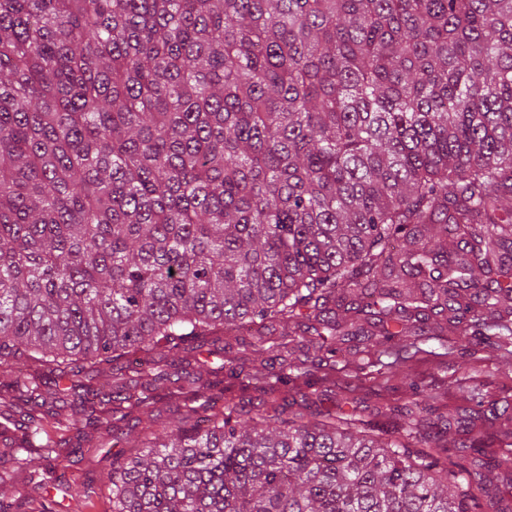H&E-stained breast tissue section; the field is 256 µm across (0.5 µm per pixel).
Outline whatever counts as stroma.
<instances>
[{
  "label": "stroma",
  "instance_id": "obj_1",
  "mask_svg": "<svg viewBox=\"0 0 512 512\" xmlns=\"http://www.w3.org/2000/svg\"><path fill=\"white\" fill-rule=\"evenodd\" d=\"M416 346V356L400 375L393 368V357L374 351L360 353L353 343H340L334 370L316 369L282 387L287 414L343 409L356 412L376 435L394 437L410 426L429 435L437 415L450 416L463 408L461 389L479 392L485 405L498 409L497 415L477 422L475 432L484 448L479 460L491 470L490 495L505 512H512V469L497 465L502 458H512V445L501 435L503 423L512 418V357L496 348L469 354L463 352L461 343L443 345L428 338ZM224 356L223 343H216L200 354L193 368L206 379L223 380L228 395L246 409L260 406L266 393L257 385L244 388L226 379ZM123 450L120 444L103 445L68 464L61 479L43 489L18 486L11 492L14 512H31V499L40 494L55 500L58 512H112V493L104 477Z\"/></svg>",
  "mask_w": 512,
  "mask_h": 512
}]
</instances>
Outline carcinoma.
I'll return each mask as SVG.
<instances>
[{
	"label": "carcinoma",
	"mask_w": 512,
	"mask_h": 512,
	"mask_svg": "<svg viewBox=\"0 0 512 512\" xmlns=\"http://www.w3.org/2000/svg\"><path fill=\"white\" fill-rule=\"evenodd\" d=\"M496 270L490 284L480 275ZM512 320V0H0V418L42 476L138 428L112 512H495L487 478L354 414L284 417L291 338L336 364ZM381 324L364 334L359 321ZM252 336L270 400L186 364ZM186 428H157L156 393ZM481 411L464 409L465 439Z\"/></svg>",
	"instance_id": "carcinoma-1"
}]
</instances>
